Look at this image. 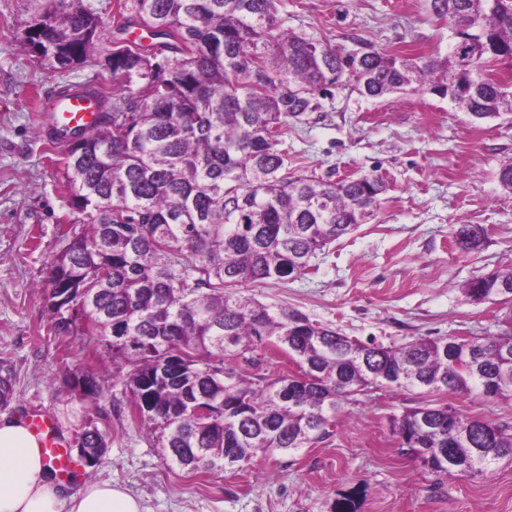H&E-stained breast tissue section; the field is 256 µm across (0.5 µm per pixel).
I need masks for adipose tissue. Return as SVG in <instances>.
I'll return each mask as SVG.
<instances>
[{"instance_id": "obj_1", "label": "adipose tissue", "mask_w": 512, "mask_h": 512, "mask_svg": "<svg viewBox=\"0 0 512 512\" xmlns=\"http://www.w3.org/2000/svg\"><path fill=\"white\" fill-rule=\"evenodd\" d=\"M0 512H142L121 486L85 483L62 490L25 423L0 417Z\"/></svg>"}]
</instances>
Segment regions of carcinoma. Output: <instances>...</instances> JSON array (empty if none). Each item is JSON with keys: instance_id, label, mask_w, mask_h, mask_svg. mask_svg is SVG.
I'll list each match as a JSON object with an SVG mask.
<instances>
[{"instance_id": "carcinoma-1", "label": "carcinoma", "mask_w": 512, "mask_h": 512, "mask_svg": "<svg viewBox=\"0 0 512 512\" xmlns=\"http://www.w3.org/2000/svg\"><path fill=\"white\" fill-rule=\"evenodd\" d=\"M280 0H123L122 30L148 29L169 52L115 42L112 92L98 90L102 119L65 145L67 213L80 228L49 267L41 295L55 335L84 321L112 364L127 368L132 411L159 431L166 459L193 470H232L258 456L303 448L328 435L340 401L397 392L476 393L512 403V331L419 336L395 347L363 343L298 310L227 288L290 280L319 252L378 209L377 174L330 182L288 178L279 137L288 119L352 79L382 98L408 87L449 99L475 118L512 117V87L486 76L512 57V0H430L454 34L444 56L410 57L373 47L346 57L331 44L280 28ZM102 28L80 0H60L28 27L37 57L61 68L97 50ZM461 248L484 229L460 224ZM512 292V267L474 276L473 301ZM65 297L68 313L51 301ZM259 345L297 371L249 379L237 362ZM14 370L0 359V409ZM211 410L204 418L192 408ZM401 447L436 473L486 475L512 459V428L443 404L392 418ZM101 460L106 434L78 433Z\"/></svg>"}]
</instances>
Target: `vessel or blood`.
<instances>
[{
	"instance_id": "obj_1",
	"label": "vessel or blood",
	"mask_w": 512,
	"mask_h": 512,
	"mask_svg": "<svg viewBox=\"0 0 512 512\" xmlns=\"http://www.w3.org/2000/svg\"><path fill=\"white\" fill-rule=\"evenodd\" d=\"M99 108L100 100L94 89L70 85L41 98L37 110L45 136L54 143L65 144L95 126ZM27 423L43 455L54 462L59 477L66 482L76 481L78 466L52 417L45 412H31Z\"/></svg>"
}]
</instances>
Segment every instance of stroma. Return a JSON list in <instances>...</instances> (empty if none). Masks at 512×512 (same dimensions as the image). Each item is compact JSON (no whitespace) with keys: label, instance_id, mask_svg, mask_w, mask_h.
Instances as JSON below:
<instances>
[{"label":"stroma","instance_id":"obj_1","mask_svg":"<svg viewBox=\"0 0 512 512\" xmlns=\"http://www.w3.org/2000/svg\"><path fill=\"white\" fill-rule=\"evenodd\" d=\"M59 0H0V357L11 361L15 394L7 417L48 411L68 439L88 423L108 450L83 470L142 501L144 512H512V460L484 476L429 471L391 430L393 416L423 404L512 425V406L453 392L396 393L381 387L341 401L329 435L291 454L234 470L189 471L134 417L100 336L79 327L51 331L40 289L65 242L63 148L45 140L40 96L68 84L111 88L107 56L118 38V0H81L102 23L96 52L66 68L40 61L25 42L37 12ZM280 23L303 37L348 50L369 43L411 55L447 53L450 31L429 0H280ZM282 147L288 174L330 181L377 173L386 181L369 223L330 244L298 278L240 284L236 294L298 310L312 322L366 342L401 346L418 336H490L500 305L470 301L473 276L512 267V191L498 180L512 160V124L476 122L431 93L361 95L344 80L316 111L289 120ZM479 224L484 243L465 251L453 228ZM93 375L97 402L79 396L73 374Z\"/></svg>","mask_w":512,"mask_h":512}]
</instances>
